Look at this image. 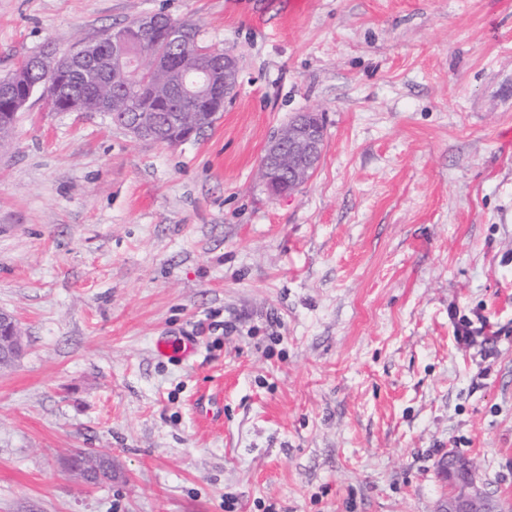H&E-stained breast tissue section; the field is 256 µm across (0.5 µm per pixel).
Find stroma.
Masks as SVG:
<instances>
[{"mask_svg": "<svg viewBox=\"0 0 512 512\" xmlns=\"http://www.w3.org/2000/svg\"><path fill=\"white\" fill-rule=\"evenodd\" d=\"M147 13L239 85L176 147L36 97L0 142V512H436L449 449L512 507V0H0V74ZM323 126L316 114L303 112L269 141L260 177L274 196H290L316 169L323 152ZM2 342L9 350L12 360L22 354L24 347L16 321L13 316L4 312L0 313V351ZM488 324L481 322L480 326H474V323L469 318H460L456 325V340L460 345H470L474 343L478 338H482L485 343L491 342L493 336L497 334L492 332L491 335L487 334L486 329Z\"/></svg>", "mask_w": 512, "mask_h": 512, "instance_id": "35a3bbf8", "label": "stroma"}]
</instances>
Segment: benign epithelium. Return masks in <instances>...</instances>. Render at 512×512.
Here are the masks:
<instances>
[{
  "label": "benign epithelium",
  "mask_w": 512,
  "mask_h": 512,
  "mask_svg": "<svg viewBox=\"0 0 512 512\" xmlns=\"http://www.w3.org/2000/svg\"><path fill=\"white\" fill-rule=\"evenodd\" d=\"M165 32L166 50H151L133 55L129 52L131 36L113 32L97 40L103 49L100 55H91L85 48L58 52L48 50L33 56L22 65L0 76V99L12 102L16 112L25 109L36 91L53 112H82L86 94L77 88L86 78L85 69L92 63L110 70L106 83L128 85L140 81L145 72L164 73L172 70L171 55L181 43L179 24L163 14H145L136 20L133 32L152 34ZM201 64L197 71L205 75L199 83L183 78L176 86L182 94L200 96L217 95L221 100L233 97L239 83L240 65L236 56L213 49L199 51ZM223 73V86L212 82V73ZM125 129L136 140L154 141L167 138L171 147L178 146L189 136H172L168 125L154 118L146 120L137 112L128 114ZM323 126L316 114L303 112L289 122L288 127L275 134L269 141L260 177L274 196H289L306 182L316 169L323 152ZM0 343L6 345L12 358L23 352L22 337L13 316L0 313ZM446 466L441 470L448 483V497L444 498L438 512H499L479 486L470 460L448 452Z\"/></svg>",
  "instance_id": "7a95c632"
}]
</instances>
